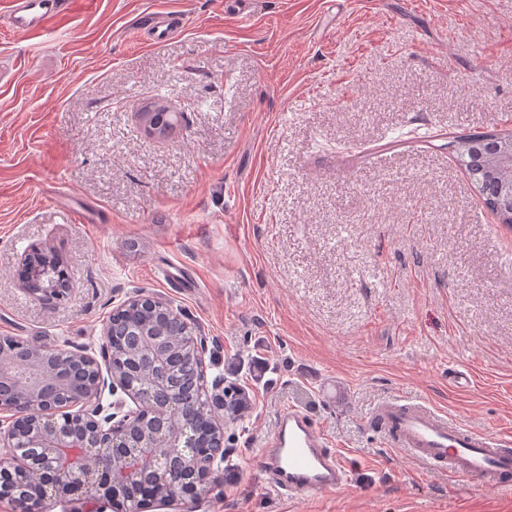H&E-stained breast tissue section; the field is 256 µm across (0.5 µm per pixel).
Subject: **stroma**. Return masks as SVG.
I'll return each instance as SVG.
<instances>
[{"label":"stroma","instance_id":"obj_1","mask_svg":"<svg viewBox=\"0 0 512 512\" xmlns=\"http://www.w3.org/2000/svg\"><path fill=\"white\" fill-rule=\"evenodd\" d=\"M155 2L70 0L41 42L0 22V336L98 358L145 293L195 327L207 381L268 359L271 386L224 419L235 477L144 512H512V490L449 482L371 421L407 397L512 435V230L455 154L512 132V0H164L185 20L159 45L136 26ZM159 93L184 115L167 139L140 118ZM33 244L68 264L64 300L21 288ZM284 406L348 486L269 489L259 441Z\"/></svg>","mask_w":512,"mask_h":512}]
</instances>
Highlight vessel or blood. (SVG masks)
I'll list each match as a JSON object with an SVG mask.
<instances>
[{
  "label": "vessel or blood",
  "instance_id": "1",
  "mask_svg": "<svg viewBox=\"0 0 512 512\" xmlns=\"http://www.w3.org/2000/svg\"><path fill=\"white\" fill-rule=\"evenodd\" d=\"M0 5L17 34L35 38L63 11L65 0H0ZM166 15V10H155L145 23L151 41L172 36V28L162 22ZM374 416L392 445L433 471L486 488L512 486V454L505 451L512 441L508 437L471 431L447 412L411 401L380 403ZM262 464L276 491L292 498L333 492L350 480L327 433L293 407L280 409Z\"/></svg>",
  "mask_w": 512,
  "mask_h": 512
}]
</instances>
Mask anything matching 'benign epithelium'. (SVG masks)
<instances>
[{"instance_id": "1", "label": "benign epithelium", "mask_w": 512, "mask_h": 512, "mask_svg": "<svg viewBox=\"0 0 512 512\" xmlns=\"http://www.w3.org/2000/svg\"><path fill=\"white\" fill-rule=\"evenodd\" d=\"M484 168L508 185L495 210L512 219V135L477 140ZM20 285L34 299H65L73 283L68 266L41 246L19 259ZM103 354L110 379L96 358L48 350L0 336V500H29L80 492L123 500L125 512L146 501L171 503L208 488L224 459V394L202 382L190 397L178 392L174 363L204 371V343L165 299L137 295L103 324ZM135 404L104 413V389Z\"/></svg>"}]
</instances>
